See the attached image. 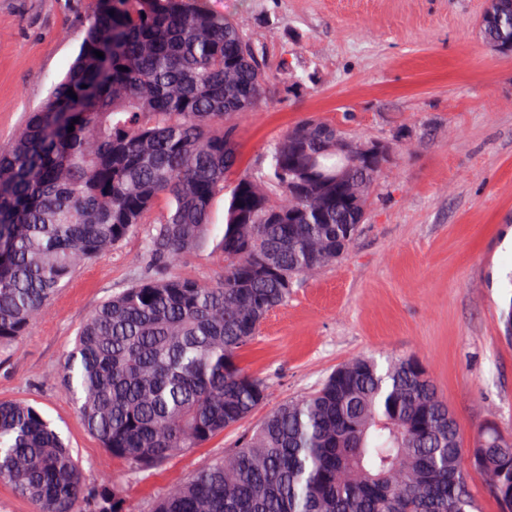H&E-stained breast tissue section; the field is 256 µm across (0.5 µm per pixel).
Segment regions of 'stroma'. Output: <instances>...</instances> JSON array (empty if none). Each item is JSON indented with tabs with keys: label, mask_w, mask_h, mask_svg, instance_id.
<instances>
[{
	"label": "stroma",
	"mask_w": 512,
	"mask_h": 512,
	"mask_svg": "<svg viewBox=\"0 0 512 512\" xmlns=\"http://www.w3.org/2000/svg\"><path fill=\"white\" fill-rule=\"evenodd\" d=\"M489 0H208L233 16L271 78L235 116L239 170L314 116L394 152L345 256L305 277L262 323L242 364L268 398L245 423L307 395L358 355H414L429 368L464 445L492 425L512 435V58L481 40ZM92 0H0V144L78 54ZM304 76L293 87L282 68ZM144 232L78 266L27 336L0 355V401L51 420L88 483L122 485L149 512L170 484L224 455L240 429L139 474L79 423L54 370L84 320L144 266ZM244 427V428H245Z\"/></svg>",
	"instance_id": "35a3bbf8"
}]
</instances>
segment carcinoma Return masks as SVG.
Returning a JSON list of instances; mask_svg holds the SVG:
<instances>
[{
  "label": "carcinoma",
  "instance_id": "obj_1",
  "mask_svg": "<svg viewBox=\"0 0 512 512\" xmlns=\"http://www.w3.org/2000/svg\"><path fill=\"white\" fill-rule=\"evenodd\" d=\"M499 2L501 17L483 18L479 33L511 58L512 0ZM83 33L64 77L0 148V352L80 263L165 199L143 273L86 318L56 372L83 427L141 473L264 404L267 386L240 365L243 352L298 281L344 255L383 171L368 161L373 140L310 117L270 146L267 166L235 173L232 118L258 107L269 75L239 24L205 0H95ZM224 194L217 232L210 215ZM210 248L224 257L218 283L171 272ZM472 471L512 512V436L488 426L463 448L417 357L381 370L359 356L150 512H475ZM80 475L36 407L0 401V479L36 512H128L121 485Z\"/></svg>",
  "mask_w": 512,
  "mask_h": 512
}]
</instances>
